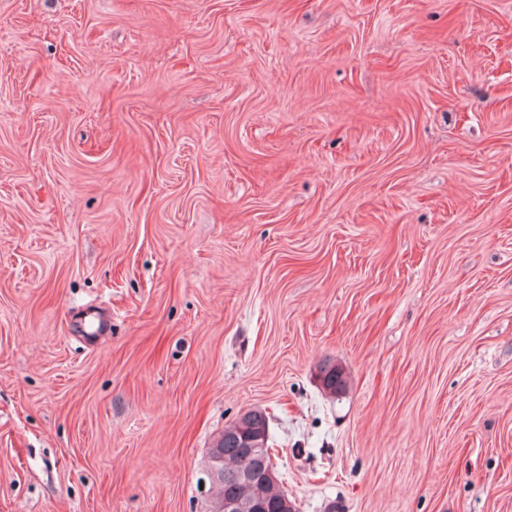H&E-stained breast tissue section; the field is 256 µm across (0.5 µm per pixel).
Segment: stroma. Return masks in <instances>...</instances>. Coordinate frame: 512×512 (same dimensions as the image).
I'll list each match as a JSON object with an SVG mask.
<instances>
[{"mask_svg":"<svg viewBox=\"0 0 512 512\" xmlns=\"http://www.w3.org/2000/svg\"><path fill=\"white\" fill-rule=\"evenodd\" d=\"M252 408L298 512H512V0H0V512ZM318 378L322 389L328 394L336 396L347 388L348 380L344 369L331 361L320 364Z\"/></svg>","mask_w":512,"mask_h":512,"instance_id":"1","label":"stroma"}]
</instances>
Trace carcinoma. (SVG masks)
<instances>
[{"instance_id":"obj_1","label":"carcinoma","mask_w":512,"mask_h":512,"mask_svg":"<svg viewBox=\"0 0 512 512\" xmlns=\"http://www.w3.org/2000/svg\"><path fill=\"white\" fill-rule=\"evenodd\" d=\"M318 378L322 389L331 395H339L347 388L348 380L344 369L331 361L320 364ZM243 418H245L248 430L254 434L261 433L263 428L268 426L267 413L260 409L246 411ZM242 443L243 432L232 425L224 429V433L216 439L213 447L210 448L209 454L223 459L220 471L211 474L214 486L217 487L214 500L251 493L261 498L264 505L262 512H282L277 488L257 485L248 490L235 480V468L239 466H250L259 474L274 466L272 455L268 450L249 461L242 460Z\"/></svg>"}]
</instances>
